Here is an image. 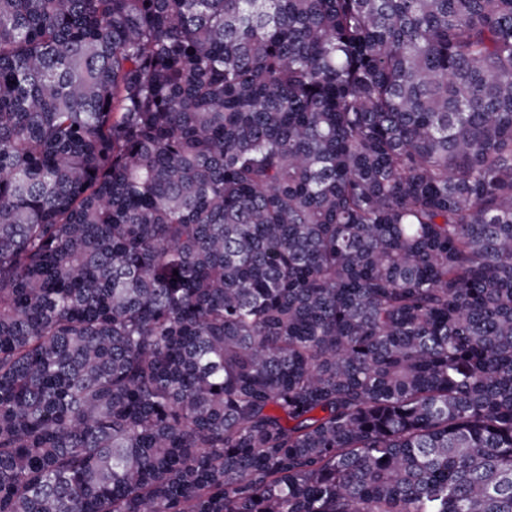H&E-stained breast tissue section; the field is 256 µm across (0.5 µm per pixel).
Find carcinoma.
<instances>
[{"instance_id":"carcinoma-1","label":"carcinoma","mask_w":512,"mask_h":512,"mask_svg":"<svg viewBox=\"0 0 512 512\" xmlns=\"http://www.w3.org/2000/svg\"><path fill=\"white\" fill-rule=\"evenodd\" d=\"M0 512H512V0H0Z\"/></svg>"}]
</instances>
